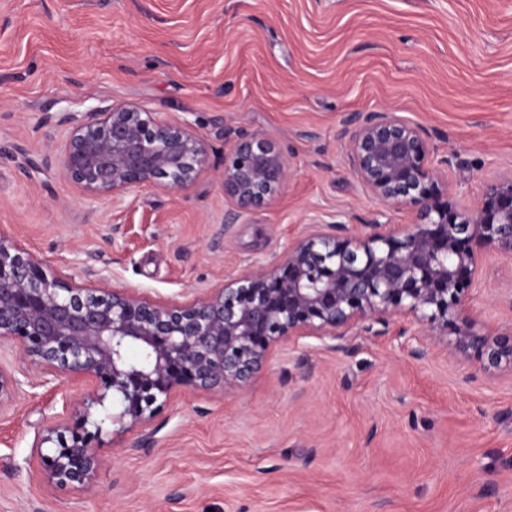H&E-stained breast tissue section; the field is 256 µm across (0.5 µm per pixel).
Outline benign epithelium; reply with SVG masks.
<instances>
[{"instance_id": "1", "label": "benign epithelium", "mask_w": 512, "mask_h": 512, "mask_svg": "<svg viewBox=\"0 0 512 512\" xmlns=\"http://www.w3.org/2000/svg\"><path fill=\"white\" fill-rule=\"evenodd\" d=\"M58 154L25 156L23 170L58 166L89 197L120 201L132 188L192 186L208 167L206 141L186 121L135 107L67 112ZM354 178L387 209L410 208V224L375 222L366 232L311 222L284 252L251 262L224 284L185 301L109 291L89 279L71 283L45 267L15 238L0 233V345L10 344L39 373L19 379L0 363V413L51 383L83 387L36 441L49 482L97 489L100 460L92 439L105 420L93 409L108 397L119 412L112 441L149 424L177 392L226 393L246 386L268 362L272 346L293 336L343 341L362 323L388 327L404 317L426 332L452 330L448 349L475 355L483 368L512 364V334L475 330L469 293L482 258L512 261V175L490 181L471 210L453 205L448 175L432 160L420 128L393 112L343 120ZM235 204L231 220L263 210L292 176L270 136L239 137L217 170Z\"/></svg>"}]
</instances>
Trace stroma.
<instances>
[{
	"label": "stroma",
	"instance_id": "1",
	"mask_svg": "<svg viewBox=\"0 0 512 512\" xmlns=\"http://www.w3.org/2000/svg\"><path fill=\"white\" fill-rule=\"evenodd\" d=\"M110 104L188 121L209 170L119 203L22 172L63 144L62 113ZM352 112L418 124L476 207L512 173V0H0V233L69 280L183 299L313 221H378L340 138ZM241 133L274 138L294 176L230 224L214 169ZM480 279L477 330L512 331V262L486 257ZM398 330H356L349 354L282 341L247 387L178 393L119 447L103 432L91 493L49 484L34 450L79 388L30 390L0 413V512H512V366Z\"/></svg>",
	"mask_w": 512,
	"mask_h": 512
}]
</instances>
